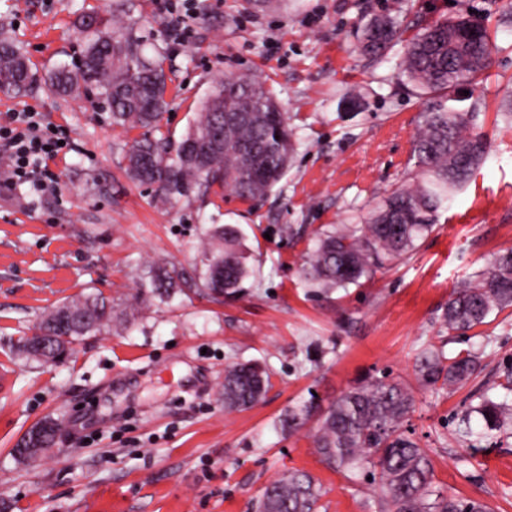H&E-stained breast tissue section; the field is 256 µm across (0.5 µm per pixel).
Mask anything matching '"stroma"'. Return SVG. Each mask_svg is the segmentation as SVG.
I'll use <instances>...</instances> for the list:
<instances>
[{"label": "stroma", "mask_w": 512, "mask_h": 512, "mask_svg": "<svg viewBox=\"0 0 512 512\" xmlns=\"http://www.w3.org/2000/svg\"><path fill=\"white\" fill-rule=\"evenodd\" d=\"M194 38L176 48L156 0H0V34L23 46L33 83L0 91V113L30 109L70 130L57 160L59 190L0 194V512H256L264 487L291 469L323 486L326 512H381L378 478H346L322 463L316 421L289 431V407H327L365 381L407 383L414 411L407 435L427 448L434 486L512 512V423L477 438L471 407L512 373V307L484 324L448 331L441 314L454 289L512 248V124L498 109L512 97V23L507 0H193ZM146 37L169 86L162 130L180 139L217 79L254 75L288 116L295 151L263 197L232 193L160 203L127 174V144L140 129L113 126L95 86L58 93L50 73L75 61L91 12ZM400 22L397 44L372 61L358 50L374 14ZM461 13L482 17L495 47L474 88L479 111L466 134L487 158L439 210L408 260L329 292L310 287L303 263L314 234L363 223L370 209L418 179L413 148L431 99L401 69L406 45L428 25ZM243 230L256 274L235 297H149L136 322L77 345L65 361L18 360L13 342L61 301L100 290L135 294L153 260L185 272L201 265L203 231ZM481 351L480 376L461 389L421 386L417 353L427 344ZM265 365L271 386L251 409L224 408V368ZM61 421L39 461L14 449L45 419ZM473 434L461 440L459 433Z\"/></svg>", "instance_id": "35a3bbf8"}]
</instances>
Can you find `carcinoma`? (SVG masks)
Instances as JSON below:
<instances>
[{
  "label": "carcinoma",
  "instance_id": "cac0c4a2",
  "mask_svg": "<svg viewBox=\"0 0 512 512\" xmlns=\"http://www.w3.org/2000/svg\"><path fill=\"white\" fill-rule=\"evenodd\" d=\"M399 24L388 14L371 18L358 37L360 51L372 58L394 46ZM84 47L74 68H59L52 76L57 88L75 92L93 84L112 113V124L159 128L168 105L162 61L149 59L141 44L124 36L117 24L99 15L82 20ZM490 33L479 17L459 15L437 21L408 45L404 73L423 95L441 99L423 113L413 151L420 179L409 189L395 191L370 212L364 224L318 232L304 266L305 278L316 288H345L372 277L387 262L409 256L417 242L433 231L434 217L452 200L474 168L485 159V144L463 134L465 111L449 105L456 92L472 83L489 65ZM34 79L22 48L0 38V90L21 91ZM293 144L287 117L278 102L253 76L216 82L211 95L195 113L178 142L146 134L127 152L129 176L140 184L154 178L162 202L192 195L206 196L228 189L243 199L270 191L285 175ZM202 270L187 275L165 263L153 262L139 289L122 309L102 292L65 301L45 313L38 327L46 330L49 351L61 361L74 346L102 333L114 321L135 316L147 295L171 288L202 297L242 291L252 274V253L237 228L213 224L205 233ZM512 307V248L499 252L475 280L448 298L442 323L450 331L468 330L489 314ZM480 368L479 357L459 353L447 357L429 345L417 358V380L426 386L461 388ZM269 385L266 369L254 362L224 367V408L244 410L263 397ZM407 384L386 376L344 393L320 411L314 437L322 462L350 478L364 469L380 475L383 512H490L477 499H461L433 487V467L425 449L404 435L402 427L413 412ZM512 405L488 396L474 408L486 431H498ZM315 406H292L284 425L297 429ZM324 492L309 473L290 471L269 483L258 500V512H320Z\"/></svg>",
  "mask_w": 512,
  "mask_h": 512
}]
</instances>
